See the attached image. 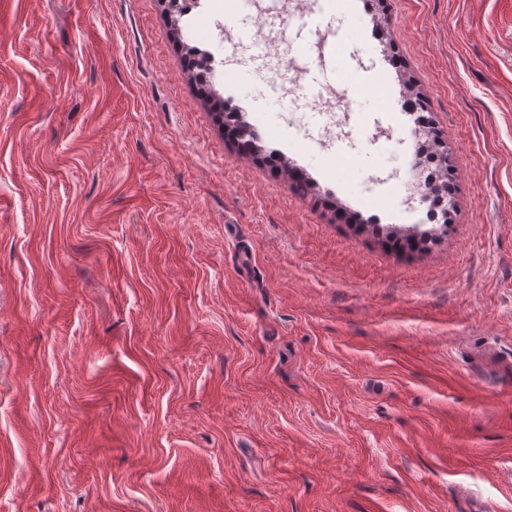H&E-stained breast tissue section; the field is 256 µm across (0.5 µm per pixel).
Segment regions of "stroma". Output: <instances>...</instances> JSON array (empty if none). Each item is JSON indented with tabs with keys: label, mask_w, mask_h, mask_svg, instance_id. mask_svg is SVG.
Returning a JSON list of instances; mask_svg holds the SVG:
<instances>
[{
	"label": "stroma",
	"mask_w": 512,
	"mask_h": 512,
	"mask_svg": "<svg viewBox=\"0 0 512 512\" xmlns=\"http://www.w3.org/2000/svg\"><path fill=\"white\" fill-rule=\"evenodd\" d=\"M387 3L381 39L211 20L272 40L271 117L343 60L345 151L261 142L304 194L225 138L164 0H5L0 512H512V0ZM402 72L458 187L408 252L345 221L415 155Z\"/></svg>",
	"instance_id": "1"
}]
</instances>
